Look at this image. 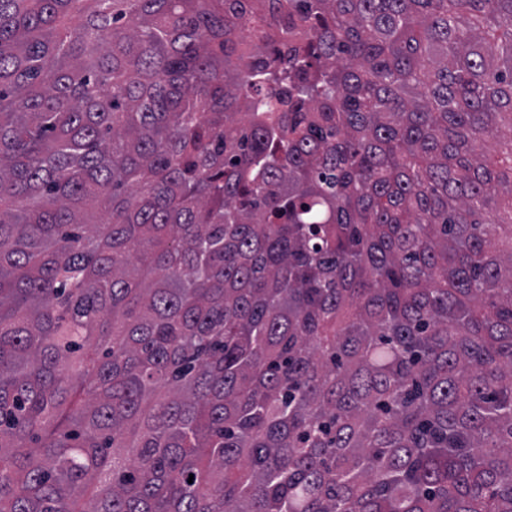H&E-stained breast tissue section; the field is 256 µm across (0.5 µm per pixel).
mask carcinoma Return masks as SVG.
Listing matches in <instances>:
<instances>
[{"instance_id":"carcinoma-1","label":"carcinoma","mask_w":512,"mask_h":512,"mask_svg":"<svg viewBox=\"0 0 512 512\" xmlns=\"http://www.w3.org/2000/svg\"><path fill=\"white\" fill-rule=\"evenodd\" d=\"M0 512H512V0H0Z\"/></svg>"}]
</instances>
